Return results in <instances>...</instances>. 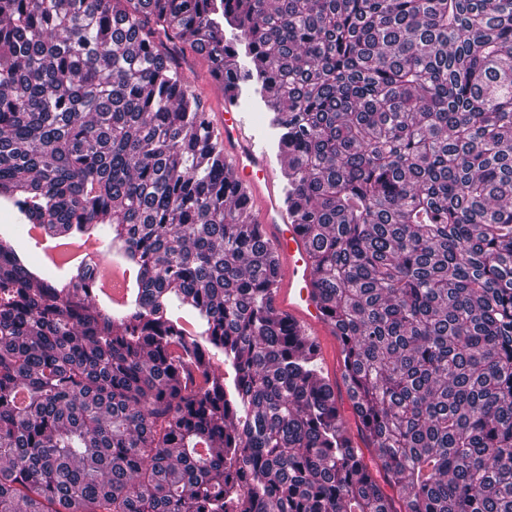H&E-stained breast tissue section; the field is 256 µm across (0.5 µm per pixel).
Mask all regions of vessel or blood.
Returning a JSON list of instances; mask_svg holds the SVG:
<instances>
[{
  "label": "vessel or blood",
  "mask_w": 512,
  "mask_h": 512,
  "mask_svg": "<svg viewBox=\"0 0 512 512\" xmlns=\"http://www.w3.org/2000/svg\"><path fill=\"white\" fill-rule=\"evenodd\" d=\"M212 129L224 145L225 170L246 198L247 221L256 225L276 257L275 308L300 334L312 338L324 362L340 366L341 345L316 295L307 239L282 204L267 153L233 106L216 113Z\"/></svg>",
  "instance_id": "1"
}]
</instances>
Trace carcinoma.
Returning a JSON list of instances; mask_svg holds the SVG:
<instances>
[{
  "label": "carcinoma",
  "mask_w": 512,
  "mask_h": 512,
  "mask_svg": "<svg viewBox=\"0 0 512 512\" xmlns=\"http://www.w3.org/2000/svg\"><path fill=\"white\" fill-rule=\"evenodd\" d=\"M192 54L246 59L369 462ZM510 59L512 0H0V512H512ZM33 221L112 226L133 304ZM30 226V238L41 249L48 264L56 266L65 276L92 267L100 280L99 295L105 306L113 311L129 306L136 272L121 251L117 250L111 261L105 263L101 260V239L97 234L72 240L49 233L43 224Z\"/></svg>",
  "instance_id": "1"
}]
</instances>
